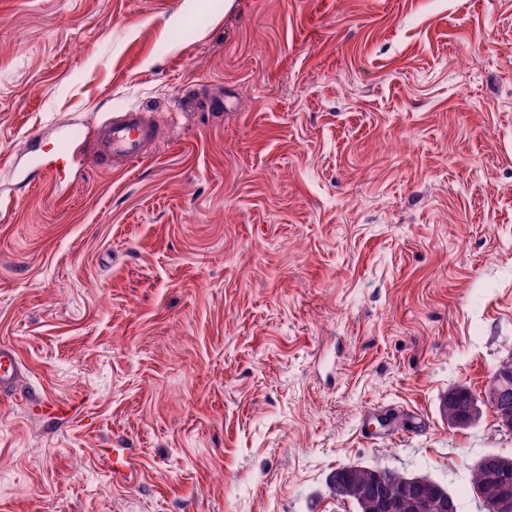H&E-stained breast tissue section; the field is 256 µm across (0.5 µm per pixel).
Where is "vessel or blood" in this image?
I'll list each match as a JSON object with an SVG mask.
<instances>
[{"mask_svg":"<svg viewBox=\"0 0 512 512\" xmlns=\"http://www.w3.org/2000/svg\"><path fill=\"white\" fill-rule=\"evenodd\" d=\"M157 139L154 128L145 123L138 111L125 112L117 119L102 124L95 152H87L79 138L71 131H64L54 142L52 149L56 165H49L44 158L42 142L32 139L31 148L36 159L35 169L41 176L52 180L60 172L83 174L100 162L103 155L121 159L131 164L143 159ZM22 376V362L17 351L0 344V396L8 395Z\"/></svg>","mask_w":512,"mask_h":512,"instance_id":"obj_1","label":"vessel or blood"}]
</instances>
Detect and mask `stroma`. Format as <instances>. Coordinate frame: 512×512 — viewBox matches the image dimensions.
<instances>
[{
	"label": "stroma",
	"instance_id": "stroma-1",
	"mask_svg": "<svg viewBox=\"0 0 512 512\" xmlns=\"http://www.w3.org/2000/svg\"><path fill=\"white\" fill-rule=\"evenodd\" d=\"M0 18V343L24 360L0 512H356L328 485L348 464L483 512L471 469L512 433L440 400L512 353V0ZM129 109L148 157L25 185L30 136Z\"/></svg>",
	"mask_w": 512,
	"mask_h": 512
}]
</instances>
